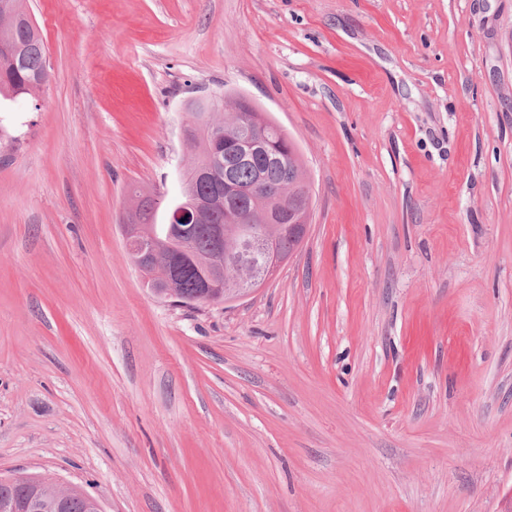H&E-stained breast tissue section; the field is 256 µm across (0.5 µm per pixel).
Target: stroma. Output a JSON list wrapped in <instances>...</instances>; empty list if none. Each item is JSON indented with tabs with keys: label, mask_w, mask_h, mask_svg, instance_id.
I'll return each mask as SVG.
<instances>
[{
	"label": "stroma",
	"mask_w": 512,
	"mask_h": 512,
	"mask_svg": "<svg viewBox=\"0 0 512 512\" xmlns=\"http://www.w3.org/2000/svg\"><path fill=\"white\" fill-rule=\"evenodd\" d=\"M0 102V475L104 512H512V0H27ZM297 143L308 236L229 304L144 285L190 102ZM25 2L0 0V98L36 96L50 80L45 45Z\"/></svg>",
	"instance_id": "stroma-1"
}]
</instances>
